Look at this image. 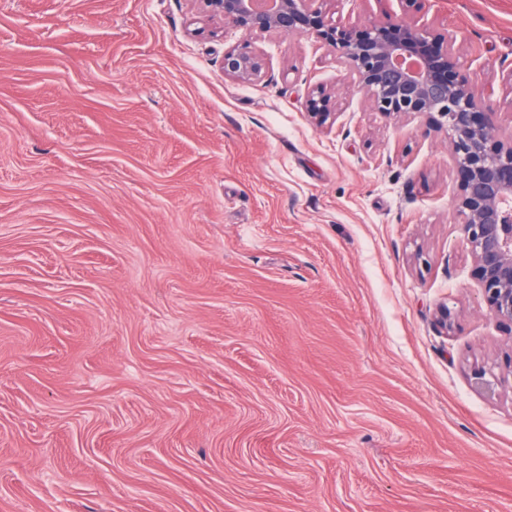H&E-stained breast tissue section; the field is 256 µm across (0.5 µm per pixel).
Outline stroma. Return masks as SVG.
<instances>
[{
  "instance_id": "stroma-1",
  "label": "stroma",
  "mask_w": 512,
  "mask_h": 512,
  "mask_svg": "<svg viewBox=\"0 0 512 512\" xmlns=\"http://www.w3.org/2000/svg\"><path fill=\"white\" fill-rule=\"evenodd\" d=\"M325 8L444 34L512 139V0ZM426 123L203 0H0V512H512V334ZM264 66L262 55L250 44L232 47L224 52V75L236 80H251L260 76Z\"/></svg>"
}]
</instances>
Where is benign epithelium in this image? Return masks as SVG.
<instances>
[{
	"label": "benign epithelium",
	"mask_w": 512,
	"mask_h": 512,
	"mask_svg": "<svg viewBox=\"0 0 512 512\" xmlns=\"http://www.w3.org/2000/svg\"><path fill=\"white\" fill-rule=\"evenodd\" d=\"M313 2L277 0L265 11L253 0H204L212 16L248 34L316 38L344 59L376 111L421 114L427 130H448L458 162L460 230L474 276L500 326L512 332V141L498 140L495 125L482 118L483 101L457 77V57L442 34L416 20L336 25ZM263 66L262 55L248 44L224 51V75L232 79L256 78ZM330 101L325 90L312 92L311 117L325 120Z\"/></svg>",
	"instance_id": "benign-epithelium-1"
}]
</instances>
